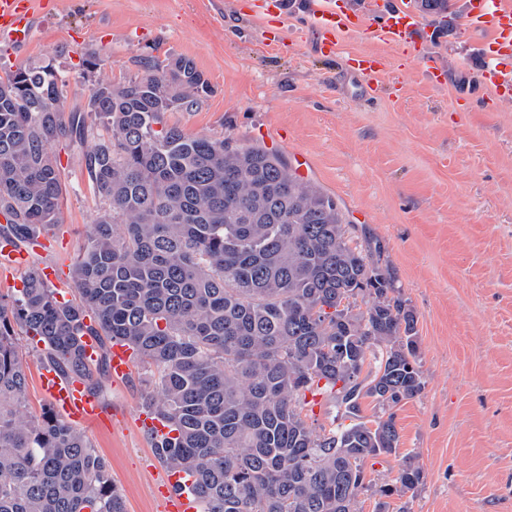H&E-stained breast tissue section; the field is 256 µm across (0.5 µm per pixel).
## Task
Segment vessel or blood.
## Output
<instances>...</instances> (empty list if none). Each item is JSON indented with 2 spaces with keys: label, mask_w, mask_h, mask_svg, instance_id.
Instances as JSON below:
<instances>
[{
  "label": "vessel or blood",
  "mask_w": 512,
  "mask_h": 512,
  "mask_svg": "<svg viewBox=\"0 0 512 512\" xmlns=\"http://www.w3.org/2000/svg\"><path fill=\"white\" fill-rule=\"evenodd\" d=\"M45 0H0V40L17 47L27 46L33 37L36 21L43 15ZM468 19L473 29L491 33L496 49L483 69L481 82L512 90V0H469ZM309 25L313 30L321 52L336 54L341 36L368 30L371 37L385 44L403 47L415 43L424 29L417 11L408 7L391 9L376 26H368L364 16L339 4L338 0H320L309 14ZM350 75L361 78L362 92L376 87L378 61L365 54L351 55L347 60ZM45 239L31 243L29 249L0 247V272L13 275L24 269L29 252L42 251ZM134 363L133 351L127 345L112 346L110 361L113 381L125 380ZM39 387L53 408L76 423H97L104 417L99 400L88 393L76 380H64L54 372L43 371ZM177 476H169L161 487L158 500L159 512H198V505L189 490L177 489Z\"/></svg>",
  "instance_id": "1"
}]
</instances>
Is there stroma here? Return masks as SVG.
Listing matches in <instances>:
<instances>
[{
  "label": "stroma",
  "instance_id": "1",
  "mask_svg": "<svg viewBox=\"0 0 512 512\" xmlns=\"http://www.w3.org/2000/svg\"><path fill=\"white\" fill-rule=\"evenodd\" d=\"M468 0H450L455 20L425 16L415 54L344 36L320 54L306 20L311 0H288L265 16L254 0H58L30 45L0 46V75L53 64L66 80L64 108L84 103L95 81L138 73L148 57L191 58L212 92L168 124L190 135L259 145L293 173L336 198L354 240L380 242L394 286L417 317L425 388L396 409L402 454L418 455L423 479L410 512H512V97L480 84L486 62L465 17ZM377 54L379 90L357 93L347 55ZM95 54L100 69L84 76ZM442 69L426 73L428 62ZM65 192L61 225L28 272L54 263L68 279L101 203L76 152L56 144ZM25 409L50 404L39 389L42 364L27 336ZM134 365L107 383L110 427L85 426L123 490L127 512H158L156 483L167 470L135 421L147 391Z\"/></svg>",
  "mask_w": 512,
  "mask_h": 512
}]
</instances>
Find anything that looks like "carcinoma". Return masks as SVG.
<instances>
[{"label": "carcinoma", "mask_w": 512, "mask_h": 512, "mask_svg": "<svg viewBox=\"0 0 512 512\" xmlns=\"http://www.w3.org/2000/svg\"><path fill=\"white\" fill-rule=\"evenodd\" d=\"M415 5L445 16L449 0ZM140 67L67 114L52 65L0 76V241L26 248L59 224L52 144L77 151L102 202L71 269L79 300L40 275L0 295V512H126L84 432L24 413L18 327L45 368L96 396L112 342L129 345L156 389L144 406L174 433L152 439L156 457L193 478L199 512H360L369 490L390 512L421 484L418 456L375 490L364 464L399 455L395 408L424 382L416 315L381 246L352 244L336 200L278 154L165 124L211 93L192 59ZM309 395L329 428L309 423Z\"/></svg>", "instance_id": "carcinoma-1"}]
</instances>
